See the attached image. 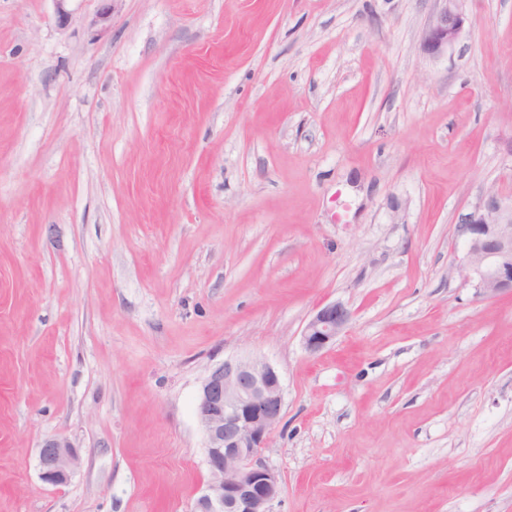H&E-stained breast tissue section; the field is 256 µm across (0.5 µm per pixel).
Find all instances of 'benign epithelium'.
<instances>
[{"label":"benign epithelium","instance_id":"benign-epithelium-1","mask_svg":"<svg viewBox=\"0 0 512 512\" xmlns=\"http://www.w3.org/2000/svg\"><path fill=\"white\" fill-rule=\"evenodd\" d=\"M422 47L438 57L448 52L469 22L460 0H440ZM467 278L476 281L484 298L512 294V202L498 193L465 218ZM341 302L320 306L302 332L304 349L316 355L331 346L351 321ZM284 388L279 369L258 358H226L204 378L196 405L197 421L206 438L211 480L200 489L191 512H273L281 496L278 473L261 458L274 427L281 421ZM41 479L67 484L80 457L66 439L50 438L39 448Z\"/></svg>","mask_w":512,"mask_h":512}]
</instances>
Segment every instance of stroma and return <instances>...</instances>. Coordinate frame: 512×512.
Segmentation results:
<instances>
[{
	"label": "stroma",
	"mask_w": 512,
	"mask_h": 512,
	"mask_svg": "<svg viewBox=\"0 0 512 512\" xmlns=\"http://www.w3.org/2000/svg\"><path fill=\"white\" fill-rule=\"evenodd\" d=\"M102 6L0 0V512H190L200 384L249 356L275 512H512V296L460 274L512 200V0L441 57L438 0ZM352 312L341 302L320 306L302 332L304 349L316 355L331 346L351 321ZM39 469L41 479L54 486L67 484L80 457L76 447L66 439H46L39 448Z\"/></svg>",
	"instance_id": "stroma-1"
}]
</instances>
